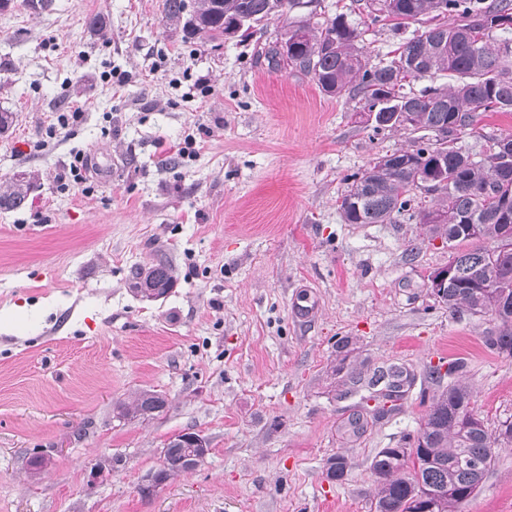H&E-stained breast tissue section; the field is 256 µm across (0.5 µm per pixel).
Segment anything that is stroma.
I'll return each instance as SVG.
<instances>
[{"mask_svg":"<svg viewBox=\"0 0 512 512\" xmlns=\"http://www.w3.org/2000/svg\"><path fill=\"white\" fill-rule=\"evenodd\" d=\"M164 0H24L0 12V185L31 173L23 209L0 210V512H371L370 462L415 436L434 396L468 386L489 430L512 421V355L484 338L493 316L456 318L427 276L447 265L444 239L418 219L347 224L339 198L377 156L408 147L353 102L260 53L283 21L219 47L182 33ZM346 15L371 55L411 30L366 27L362 0H303L287 20ZM105 18L96 32L89 17ZM81 106L67 134L57 113ZM193 158L172 147L197 125ZM92 156L91 196L62 186L72 154ZM166 255L177 282L163 298L129 290L133 267ZM309 290L315 312L296 320ZM462 373L429 382V366ZM415 378L396 409L375 414L350 371L386 365ZM143 390L164 394L154 419L120 418ZM369 414L360 435L342 427ZM210 453L152 496L139 492L179 433ZM349 469L329 482L324 462ZM459 512H512V447ZM48 459L31 479L29 461ZM117 457L90 483L93 463Z\"/></svg>","mask_w":512,"mask_h":512,"instance_id":"35a3bbf8","label":"stroma"}]
</instances>
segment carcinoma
I'll list each match as a JSON object with an SVG mask.
<instances>
[{
    "label": "carcinoma",
    "mask_w": 512,
    "mask_h": 512,
    "mask_svg": "<svg viewBox=\"0 0 512 512\" xmlns=\"http://www.w3.org/2000/svg\"><path fill=\"white\" fill-rule=\"evenodd\" d=\"M296 0H165L167 21L182 25L187 38L220 41L234 22L250 28L272 17H286ZM371 23L393 22L399 30L417 24L412 37L389 57H368L363 31L342 14L327 20L309 17L287 23L263 49L267 62L283 63L309 75L327 96L355 102L356 111L375 128L402 127L421 136L408 148L376 157L341 195L340 210L348 224H386L405 212L428 225L455 249V274L440 303L453 315L490 314L499 325L486 344L512 355V135L489 141L488 161L456 146L458 135L474 131L486 112H512V41L493 34L512 32V0H369ZM287 46L280 53L279 44ZM446 73L456 83L428 87L419 94L403 91L410 80ZM448 132V145L430 135ZM441 194L434 209L412 211L424 178ZM35 177L22 173L0 189V209L25 206ZM492 240L488 249L481 242ZM176 283V269L165 257L131 272L130 291L150 284L163 297ZM468 387L453 385L437 395L414 438L415 452L382 448L370 463L377 485L374 512H457L480 489L495 461V449L512 446V422L492 433L473 413ZM167 398L141 391L119 406L120 417L145 421L162 413ZM206 450L182 441L162 448L159 471L166 478L200 463ZM347 459L326 461V477L339 482Z\"/></svg>",
    "instance_id": "1"
}]
</instances>
